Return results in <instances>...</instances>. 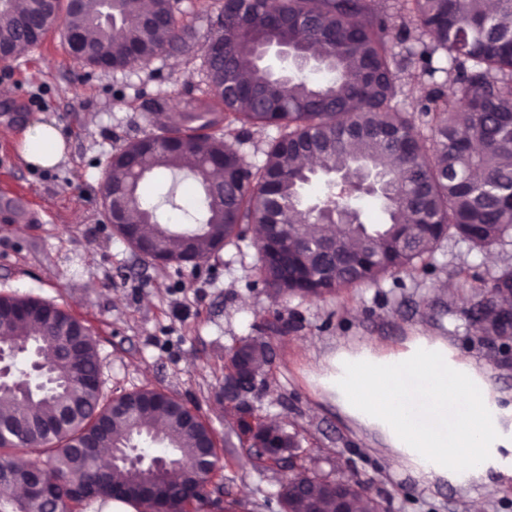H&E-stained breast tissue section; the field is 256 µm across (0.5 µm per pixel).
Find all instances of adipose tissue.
Returning a JSON list of instances; mask_svg holds the SVG:
<instances>
[{"label": "adipose tissue", "instance_id": "adipose-tissue-1", "mask_svg": "<svg viewBox=\"0 0 512 512\" xmlns=\"http://www.w3.org/2000/svg\"><path fill=\"white\" fill-rule=\"evenodd\" d=\"M65 151L52 123H31L21 134L19 153L30 166H54ZM319 382L350 422L380 437L421 479L463 483L512 450V405L490 393L483 368L453 360L443 337L416 336L391 353L339 348Z\"/></svg>", "mask_w": 512, "mask_h": 512}]
</instances>
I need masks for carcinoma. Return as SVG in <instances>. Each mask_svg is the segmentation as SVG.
Segmentation results:
<instances>
[{
  "label": "carcinoma",
  "mask_w": 512,
  "mask_h": 512,
  "mask_svg": "<svg viewBox=\"0 0 512 512\" xmlns=\"http://www.w3.org/2000/svg\"><path fill=\"white\" fill-rule=\"evenodd\" d=\"M178 0H0V58L40 41L56 27L90 48L77 59L92 69L125 70L168 52L193 50L188 27L175 19ZM21 16L34 18L31 38L19 41ZM206 44H221L224 59L204 58L207 87L176 126H160L112 156L107 190L125 200V223L112 228L155 265L199 267L225 246L259 227L258 282L275 297L321 298L412 268L448 235L479 249L512 231V0H224ZM288 48L296 74H277L263 62L268 46ZM400 50H395V47ZM423 78L428 91L417 127L400 105L406 79ZM459 85L448 98L447 84ZM273 129L260 164L240 145L256 131ZM205 186L215 168L224 194L203 195L204 217L176 202L178 183L165 203L183 212L190 227L160 222L159 206L145 202L141 184L152 173L182 171ZM309 155L310 166L298 163ZM324 176L312 205L302 190ZM365 194L380 202L387 220L368 224L355 205ZM474 320L497 336L512 333V270L484 289ZM84 333L77 360L41 353L54 380L43 393L19 403L0 395V512H42L44 489L74 512L114 499L159 512H202L211 504L214 470L194 468L212 431L190 408L156 389L105 397L96 344L89 328L67 310L31 296L0 295V341L19 356L40 337L51 345L64 331ZM252 368L266 382L272 365L262 338L231 347L224 379ZM239 444L260 439L278 448L299 447L284 425L253 416L245 401L229 400ZM163 445L168 469L150 463L103 470L101 449L149 457L139 440ZM43 456L49 465L24 485L25 464L13 451ZM181 474L175 482L171 475ZM310 492L337 480L305 473ZM281 484V512H306L305 501ZM354 512H386V499L365 482H343Z\"/></svg>",
  "instance_id": "obj_1"
}]
</instances>
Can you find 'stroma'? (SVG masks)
I'll return each mask as SVG.
<instances>
[{"mask_svg":"<svg viewBox=\"0 0 512 512\" xmlns=\"http://www.w3.org/2000/svg\"><path fill=\"white\" fill-rule=\"evenodd\" d=\"M216 15L215 0H180L179 24L195 52L162 56L118 72L84 67L62 30L0 63V294L37 297L88 326L99 351L103 391L116 397L160 388L193 408L212 429L223 458L215 481L255 512L275 506L283 471L254 468L230 446L235 420L219 393L224 357L240 340L262 336L273 365L255 417L298 433L303 466L338 478L357 476L388 497V512H512V453L486 479L455 484L418 479L393 465L373 435L354 427L319 389L314 375L338 345L402 349L413 336L445 337L458 356L486 368L487 382L512 402V335L496 336L467 309L477 288L512 268V235L488 249L451 237L415 268L321 299L271 297L257 283L251 240L225 247L200 268L141 260L105 224L102 198L114 153L155 131L142 107L163 104L176 118L205 87L199 52ZM54 122L65 159L50 169L26 166L18 152L32 121ZM288 325L270 332L268 322Z\"/></svg>","mask_w":512,"mask_h":512,"instance_id":"35a3bbf8","label":"stroma"}]
</instances>
